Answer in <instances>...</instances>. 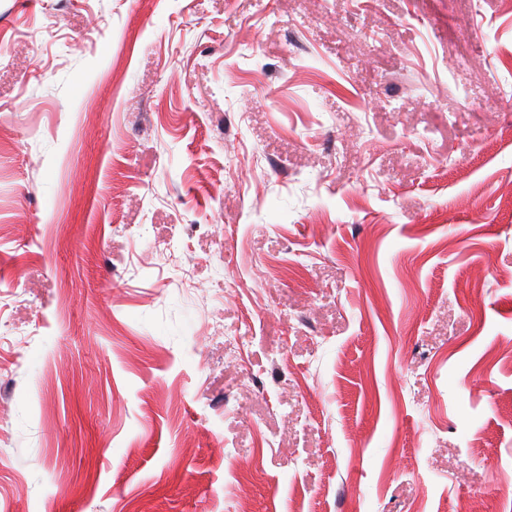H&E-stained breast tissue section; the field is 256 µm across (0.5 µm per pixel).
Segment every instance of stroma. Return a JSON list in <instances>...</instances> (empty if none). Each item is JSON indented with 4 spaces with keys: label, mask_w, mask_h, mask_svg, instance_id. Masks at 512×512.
Masks as SVG:
<instances>
[{
    "label": "stroma",
    "mask_w": 512,
    "mask_h": 512,
    "mask_svg": "<svg viewBox=\"0 0 512 512\" xmlns=\"http://www.w3.org/2000/svg\"><path fill=\"white\" fill-rule=\"evenodd\" d=\"M512 0H0V512H512Z\"/></svg>",
    "instance_id": "35a3bbf8"
}]
</instances>
